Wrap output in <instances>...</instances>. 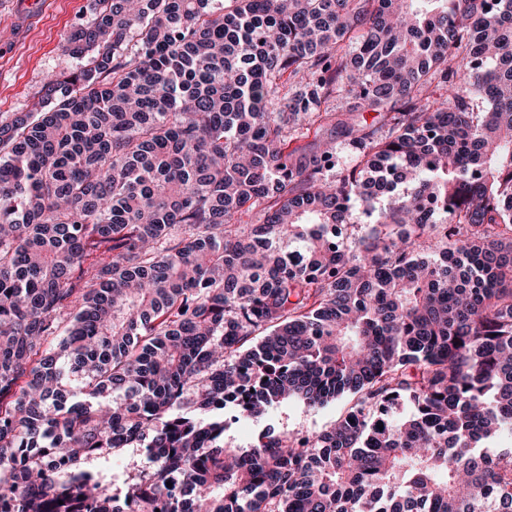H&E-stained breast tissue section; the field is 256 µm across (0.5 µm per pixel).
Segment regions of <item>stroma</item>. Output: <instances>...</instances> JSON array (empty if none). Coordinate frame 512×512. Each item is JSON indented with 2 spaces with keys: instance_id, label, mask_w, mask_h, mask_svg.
Here are the masks:
<instances>
[{
  "instance_id": "obj_1",
  "label": "stroma",
  "mask_w": 512,
  "mask_h": 512,
  "mask_svg": "<svg viewBox=\"0 0 512 512\" xmlns=\"http://www.w3.org/2000/svg\"><path fill=\"white\" fill-rule=\"evenodd\" d=\"M12 2L0 0V113L34 110L47 78L76 68L69 39L91 8V0H54L50 11L20 38L11 22ZM350 404L347 395L315 408L286 401L260 419L230 421L225 439L245 448L267 427L292 435L318 433L329 429Z\"/></svg>"
}]
</instances>
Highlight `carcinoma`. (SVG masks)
Wrapping results in <instances>:
<instances>
[{"instance_id":"carcinoma-1","label":"carcinoma","mask_w":512,"mask_h":512,"mask_svg":"<svg viewBox=\"0 0 512 512\" xmlns=\"http://www.w3.org/2000/svg\"><path fill=\"white\" fill-rule=\"evenodd\" d=\"M210 2L0 117V512H512V0ZM350 405L351 396L348 395L315 408L298 400H290L281 403L258 420L239 421H234L227 410L229 429L225 432V441L232 446L247 448L265 427H272L276 432L288 431L292 435L320 433L329 429Z\"/></svg>"}]
</instances>
